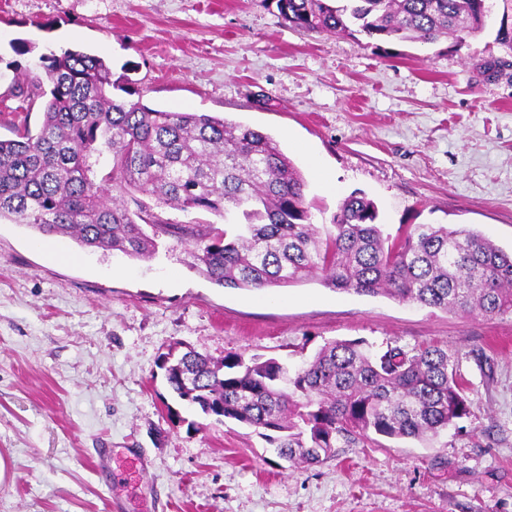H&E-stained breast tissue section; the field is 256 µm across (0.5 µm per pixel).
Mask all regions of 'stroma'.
Listing matches in <instances>:
<instances>
[{"label":"stroma","instance_id":"1","mask_svg":"<svg viewBox=\"0 0 512 512\" xmlns=\"http://www.w3.org/2000/svg\"><path fill=\"white\" fill-rule=\"evenodd\" d=\"M499 24L459 46L307 34L273 0H0V100L41 54L84 50L149 107L272 136L305 178L313 223L358 192L387 233L467 227L512 253V43ZM44 242L0 223V512H512V317L346 294L317 276L222 287L179 248L131 260L60 237L54 256ZM340 339L452 350L470 417L428 446L385 438L297 465L245 425L167 416L157 363L174 343L294 366Z\"/></svg>","mask_w":512,"mask_h":512}]
</instances>
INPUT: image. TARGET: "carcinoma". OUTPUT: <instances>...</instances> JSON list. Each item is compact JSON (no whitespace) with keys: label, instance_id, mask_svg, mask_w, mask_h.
Returning a JSON list of instances; mask_svg holds the SVG:
<instances>
[{"label":"carcinoma","instance_id":"obj_1","mask_svg":"<svg viewBox=\"0 0 512 512\" xmlns=\"http://www.w3.org/2000/svg\"><path fill=\"white\" fill-rule=\"evenodd\" d=\"M307 33L461 45L481 34L490 0H274ZM48 87L0 112L18 118L0 138V221L80 247L139 260L169 238L188 266L220 286L253 291L313 275L341 292L384 295L446 313L512 316V254L467 228L413 224L392 237L376 203L346 197L330 224L311 222L302 173L271 136L200 112L150 108L116 84L98 55L40 56ZM123 95L116 96L113 91ZM42 102L39 128L25 113ZM119 196L108 198L109 191ZM149 200H144V197ZM173 209L221 224H178ZM159 369L172 397L246 425L289 461L319 463L338 444L426 441L471 414L455 353L365 340L326 343L293 369L277 358L230 352L220 360L168 351Z\"/></svg>","mask_w":512,"mask_h":512}]
</instances>
